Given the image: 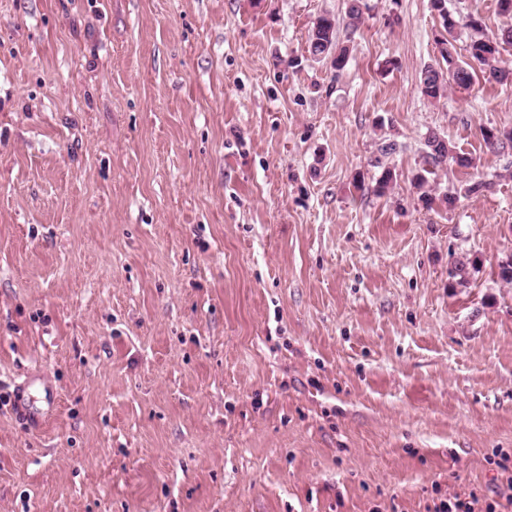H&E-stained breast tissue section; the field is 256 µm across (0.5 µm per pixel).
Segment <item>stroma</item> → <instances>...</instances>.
Wrapping results in <instances>:
<instances>
[{
	"label": "stroma",
	"instance_id": "obj_1",
	"mask_svg": "<svg viewBox=\"0 0 512 512\" xmlns=\"http://www.w3.org/2000/svg\"><path fill=\"white\" fill-rule=\"evenodd\" d=\"M360 5L352 33L348 0H0V512H435L512 481V152L482 137L512 83L424 97L430 0ZM447 7L461 61L472 15L507 23ZM325 13L339 72L307 51ZM431 132L475 165L420 189ZM27 380L57 392L36 430ZM44 395L36 400L29 392V385L18 386L14 390L13 410L19 419L25 421L33 428H40L48 413L55 406L57 394L55 390L44 385Z\"/></svg>",
	"mask_w": 512,
	"mask_h": 512
}]
</instances>
